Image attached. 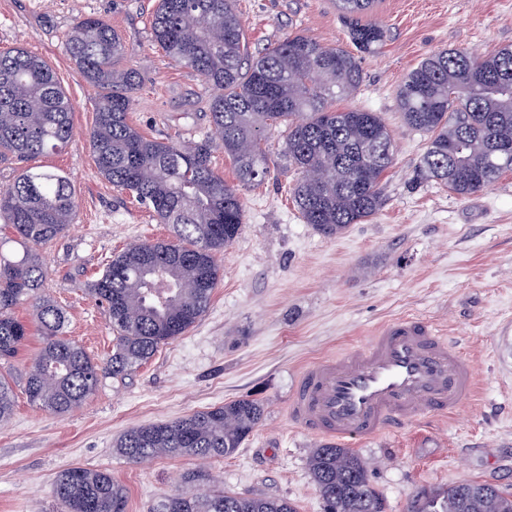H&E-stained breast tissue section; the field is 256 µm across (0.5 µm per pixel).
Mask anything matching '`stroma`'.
Returning <instances> with one entry per match:
<instances>
[{"label": "stroma", "mask_w": 512, "mask_h": 512, "mask_svg": "<svg viewBox=\"0 0 512 512\" xmlns=\"http://www.w3.org/2000/svg\"><path fill=\"white\" fill-rule=\"evenodd\" d=\"M155 4L0 0V49L21 46L48 62L70 99L74 126L61 152L0 161V187L30 166L70 179L77 216L40 250V294L65 311V336L101 366L95 392L75 411L53 415L33 405L22 377L43 339L32 301L16 308L30 336L0 365L15 398L12 418L0 425V512H64L52 484L74 466L111 473L127 493L126 512H150L160 498L188 491L184 475L200 467L225 493L285 498L297 512H323L309 458L326 438L288 417L298 377L404 317L430 322L470 354L477 393L455 414L362 441L344 438L341 446L367 463L386 512H408L418 491L464 479L512 493V172L468 197L426 178L418 165L427 137L404 123L396 99L429 52L512 46V0H376L366 20L383 27L385 40L363 54L364 80L347 105L379 113L390 130L394 161L382 177L384 208L334 237L305 224L290 196L298 174L281 154L278 133L267 131L270 174L238 186L243 227L218 257L221 276L208 310L146 364L116 378L104 367L115 333L88 285L127 246L171 231L99 176L88 143L97 93L73 65L66 35L80 16L109 19L123 38L126 64L141 75L133 125L148 137L194 144L214 134L213 89L152 44ZM237 9L254 52L295 34L350 45L333 0H239ZM246 396L263 403L264 415L231 456L134 464L114 447L130 428Z\"/></svg>", "instance_id": "obj_1"}]
</instances>
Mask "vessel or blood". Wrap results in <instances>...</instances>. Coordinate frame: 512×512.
Returning a JSON list of instances; mask_svg holds the SVG:
<instances>
[{"mask_svg":"<svg viewBox=\"0 0 512 512\" xmlns=\"http://www.w3.org/2000/svg\"><path fill=\"white\" fill-rule=\"evenodd\" d=\"M476 388L472 360L417 318L380 326L367 346L307 367L289 402L291 421L336 438L381 431L455 411Z\"/></svg>","mask_w":512,"mask_h":512,"instance_id":"obj_1","label":"vessel or blood"}]
</instances>
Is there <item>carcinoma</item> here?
Wrapping results in <instances>:
<instances>
[{
	"instance_id": "cac0c4a2",
	"label": "carcinoma",
	"mask_w": 512,
	"mask_h": 512,
	"mask_svg": "<svg viewBox=\"0 0 512 512\" xmlns=\"http://www.w3.org/2000/svg\"><path fill=\"white\" fill-rule=\"evenodd\" d=\"M236 0H157L151 41L176 65L215 90L209 104L216 138L239 182L269 172L265 132L283 133V156L298 171L291 194L304 222L326 236L376 215L385 205L383 173L393 162L391 133L376 112L336 110L363 82L360 57L296 34L254 54L248 50ZM374 0H336L360 53L382 44V27L365 24ZM67 51L98 91L89 144L99 174L148 208L174 239L133 244L115 255L91 285L116 331L108 367L118 378L148 362L159 344L185 334L206 312L219 279L218 253L240 234L238 189L211 167L213 139L190 147L144 136L131 122L136 69L121 65L124 44L112 23L81 16ZM405 123L428 136L423 174L460 197L480 192L512 172V47L474 57L458 49L426 54L398 89ZM73 136L70 102L55 73L23 47L0 51V158L21 161L57 153ZM77 213L67 177L24 170L0 188V220L15 231L20 253L0 250V359L15 357L29 329L15 316L36 300L43 344L23 378L29 401L53 414L73 412L99 381V365L59 335L61 308L37 296L44 270L36 249L62 235ZM14 412V393L0 376V423ZM264 415L242 398L174 421L133 427L116 441L134 463L156 457L208 459L234 454ZM310 470L324 512H385V500L352 450L333 443L315 449ZM52 493L65 512H125L126 491L105 470L61 471ZM151 512H297L274 497L228 495L216 484L158 500ZM409 512H512V495L479 482L419 491Z\"/></svg>"
}]
</instances>
